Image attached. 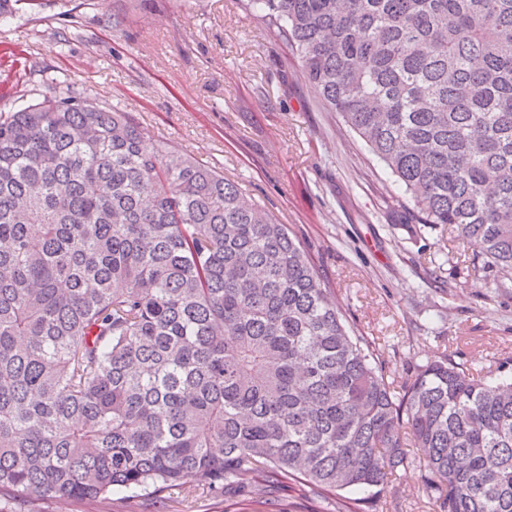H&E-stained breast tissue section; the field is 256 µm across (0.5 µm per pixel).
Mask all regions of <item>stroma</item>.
Returning <instances> with one entry per match:
<instances>
[{
  "mask_svg": "<svg viewBox=\"0 0 512 512\" xmlns=\"http://www.w3.org/2000/svg\"><path fill=\"white\" fill-rule=\"evenodd\" d=\"M115 105L148 144L235 181L303 242L340 311L385 347L405 379L448 356L512 377V287L444 226L408 234L389 205L403 189L326 111L291 49L247 0H17L0 18V113L44 98ZM419 464L398 469L388 512H440ZM285 492L188 496L117 491L111 507L40 500L15 512H279Z\"/></svg>",
  "mask_w": 512,
  "mask_h": 512,
  "instance_id": "35a3bbf8",
  "label": "stroma"
}]
</instances>
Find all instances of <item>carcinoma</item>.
Returning <instances> with one entry per match:
<instances>
[{
	"mask_svg": "<svg viewBox=\"0 0 512 512\" xmlns=\"http://www.w3.org/2000/svg\"><path fill=\"white\" fill-rule=\"evenodd\" d=\"M324 107L512 281V0H249ZM418 452L443 512H512V378L396 383L302 242L115 106L0 116V497L107 501L249 476L367 512Z\"/></svg>",
	"mask_w": 512,
	"mask_h": 512,
	"instance_id": "1",
	"label": "carcinoma"
}]
</instances>
